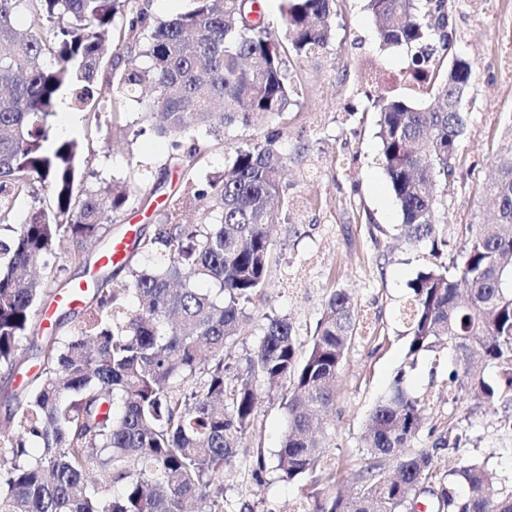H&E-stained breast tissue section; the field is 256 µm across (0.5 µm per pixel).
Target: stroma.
<instances>
[{"instance_id":"35a3bbf8","label":"stroma","mask_w":512,"mask_h":512,"mask_svg":"<svg viewBox=\"0 0 512 512\" xmlns=\"http://www.w3.org/2000/svg\"><path fill=\"white\" fill-rule=\"evenodd\" d=\"M366 0H336V34L322 54L287 55L288 74L298 89L295 106L283 118L262 119L226 133L223 150L212 153L206 174L223 172L237 148L273 138L294 157L282 179V193L293 207L281 213L272 236L273 262L259 299L247 307L249 325L232 349L227 365L245 368L258 345L266 317H287L301 341H308L332 289H348L363 314L372 316V333L357 338L336 382L333 406L322 424L324 453L313 481H281L277 453L287 413L280 398H264L238 458L224 472V512H298L314 507L311 488L331 498L350 492L357 482L346 463L362 457L363 427L398 371L404 385L429 400L423 429L412 442L433 449L434 463L445 473L458 462H483L512 483V406L483 403L472 394L451 389L448 373L453 354L441 346L426 352L413 370H405L407 340L400 312L417 273L436 263H451L464 239L466 224L489 222L493 207L486 193L499 147L512 134V78L499 60L503 38H512V0H490V9L475 16L464 0H448L455 51L473 69L463 101L468 129L458 143L457 173L446 190L440 213L448 226V248L433 255L429 245H408L395 238L401 214L383 168L377 137V114L367 99L370 68L401 74L411 62L404 47L380 49L375 21ZM116 116L92 120L80 112L73 131L92 163L83 167L75 194L104 189L120 181L139 187L148 205L126 210L109 223L107 241L131 239L133 231L151 235L172 198L185 187L173 163L169 138L142 131L136 99L114 94ZM448 446L435 449L438 436Z\"/></svg>"}]
</instances>
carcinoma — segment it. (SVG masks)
<instances>
[{
  "label": "carcinoma",
  "mask_w": 512,
  "mask_h": 512,
  "mask_svg": "<svg viewBox=\"0 0 512 512\" xmlns=\"http://www.w3.org/2000/svg\"><path fill=\"white\" fill-rule=\"evenodd\" d=\"M289 48L297 56L326 51L336 31V0H277ZM258 0H193L159 20L141 0H0V225L13 202L39 182L54 206L35 210L0 240V370L21 362L50 282L56 246L73 248L71 264L90 266L104 224L144 197L124 184L76 197L74 181L91 164L75 139H51L59 100L81 109L102 102V88L149 97L153 129L183 137L202 132L176 165L185 180L153 235L132 249L161 250L160 268L131 269L119 302L112 276L94 280L85 319L71 336H47L25 403L0 434V512H224V469L254 421L261 395L281 393L287 428L278 454L281 480L315 472L322 445L314 431L333 404L336 378L360 327L355 297L333 289L308 343L286 317H269L243 371L224 365L244 335L245 307L260 294L272 263L267 226L286 211L280 195L288 155L275 141L239 148L224 173L197 187L208 152L226 131L258 118L281 117L295 105L275 30ZM380 46L416 48L401 83L420 87L423 102L385 89L368 95L378 112L382 164L399 205V235L410 243L448 246L439 191L456 173L468 113L471 64L452 51L448 0H367ZM27 27L16 23L20 10ZM52 24L55 40L46 41ZM116 33V58L103 65L102 35ZM438 37L440 48L429 43ZM494 222L465 225L460 259L417 273L403 312L406 365L448 345L455 353L449 383L492 403L512 395V136L486 187ZM187 208L215 222L185 224ZM207 281L203 291L196 282ZM500 380H486L487 367ZM401 369L371 411L361 435L366 450L358 486L314 512H416L423 494L436 512H512V490L496 473L464 461L448 481L434 454L411 447L426 421L425 400L404 387ZM397 473L385 474L387 460Z\"/></svg>",
  "instance_id": "1"
}]
</instances>
